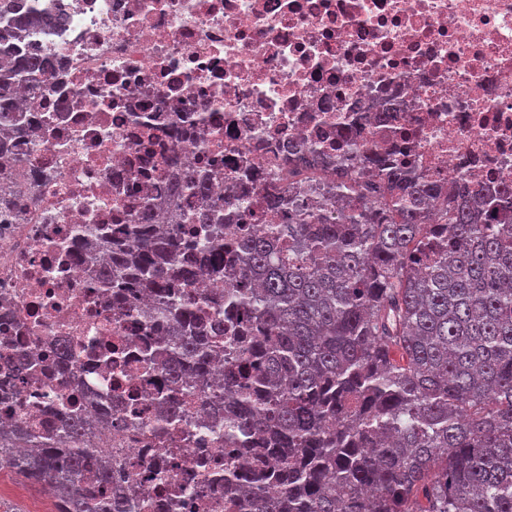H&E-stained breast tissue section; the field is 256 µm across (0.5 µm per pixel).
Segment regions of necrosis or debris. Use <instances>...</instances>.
<instances>
[{
	"mask_svg": "<svg viewBox=\"0 0 512 512\" xmlns=\"http://www.w3.org/2000/svg\"><path fill=\"white\" fill-rule=\"evenodd\" d=\"M64 14L22 47L56 78L17 88L21 164L0 168V358L49 357L0 392V428L57 440L61 413L109 412L91 442L112 458L114 492L142 512H226L224 409L182 398L167 428L146 369L140 312L114 320L83 255L88 227L131 223L145 194L206 177L208 205L267 233L272 188L300 144L324 159L312 185L355 176L347 132L383 146L421 180L512 186V0H35Z\"/></svg>",
	"mask_w": 512,
	"mask_h": 512,
	"instance_id": "necrosis-or-debris-1",
	"label": "necrosis or debris"
}]
</instances>
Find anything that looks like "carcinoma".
Returning <instances> with one entry per match:
<instances>
[{"mask_svg":"<svg viewBox=\"0 0 512 512\" xmlns=\"http://www.w3.org/2000/svg\"><path fill=\"white\" fill-rule=\"evenodd\" d=\"M17 0L4 32L46 21ZM49 85L52 60L0 55V134L17 121L16 86ZM354 179L289 206L269 237L206 240L197 261L180 259L182 213L161 224L144 203L122 241L95 237L86 249L116 256L102 288L132 274L154 295L152 319L170 323L145 350L170 379L208 385L210 336L227 337L225 442L267 460L224 465L227 502L246 512H512V190L477 182H423L371 148ZM311 160L296 149L288 173ZM209 185L191 178L173 195L196 199L192 220L221 231L207 208ZM336 193V213L323 206ZM228 272L217 312L199 320L188 286L203 268ZM81 417L64 415L62 440L13 453L0 434V469L55 493L56 512H132L112 495V462L84 447ZM97 485L82 479L89 460Z\"/></svg>","mask_w":512,"mask_h":512,"instance_id":"1","label":"carcinoma"}]
</instances>
